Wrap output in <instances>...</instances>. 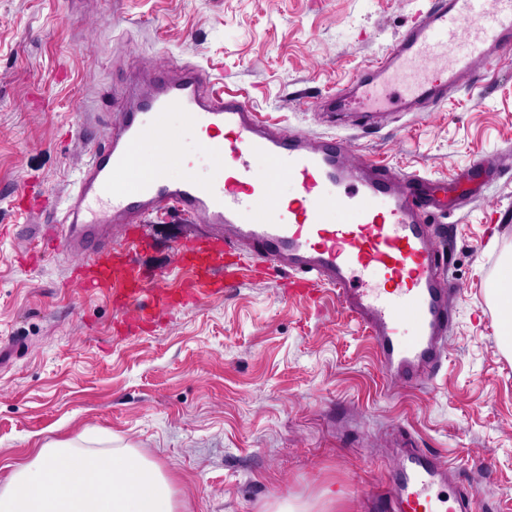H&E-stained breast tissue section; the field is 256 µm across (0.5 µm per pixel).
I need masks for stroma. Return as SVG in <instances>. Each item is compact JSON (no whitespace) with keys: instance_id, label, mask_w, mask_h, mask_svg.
Listing matches in <instances>:
<instances>
[{"instance_id":"stroma-1","label":"stroma","mask_w":512,"mask_h":512,"mask_svg":"<svg viewBox=\"0 0 512 512\" xmlns=\"http://www.w3.org/2000/svg\"><path fill=\"white\" fill-rule=\"evenodd\" d=\"M427 0H0V489L53 441L119 446L171 478L179 512H265L284 500L375 512L413 448L450 464L481 512H512V355L492 290L512 261V54L447 101L376 119L333 111ZM202 68L260 119L395 172L493 177L448 215L459 285L447 359L430 382L386 377L367 331L335 294L285 293L286 273L158 308L140 335L69 272L77 255L36 248L86 159L128 101L131 76ZM46 200L39 216L26 198ZM142 226L153 288L173 286L174 249L198 232Z\"/></svg>"}]
</instances>
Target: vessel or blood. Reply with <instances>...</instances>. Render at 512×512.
I'll return each instance as SVG.
<instances>
[{
    "label": "vessel or blood",
    "mask_w": 512,
    "mask_h": 512,
    "mask_svg": "<svg viewBox=\"0 0 512 512\" xmlns=\"http://www.w3.org/2000/svg\"><path fill=\"white\" fill-rule=\"evenodd\" d=\"M511 51L512 0H429L339 107L409 112L438 103L478 65ZM150 80L154 92L138 97L89 147L59 216L43 233L53 246L81 256L74 270L81 287L108 293L149 322L141 304L149 285L134 260L113 266L111 239L121 238L132 252L148 249L132 225L170 213L212 227L195 245L176 248L188 299L222 292L225 281L255 272L257 264L274 265L287 271L290 293L333 290L366 325L384 373L411 385L442 366L450 300L459 287L439 246L447 228L430 217L447 212L451 184L352 159L348 141L338 136L313 139L269 126L242 95L214 90L199 68L162 66ZM172 113L198 134L223 180L191 171L170 178V167L184 159L167 124ZM257 158L268 164L261 176L251 167ZM139 166L146 173L133 178ZM283 178L295 188L292 197L278 192ZM405 322L414 329L406 342L399 338ZM396 482L386 512H477L474 491L430 454L410 451ZM448 482L454 491L446 496L439 487Z\"/></svg>",
    "instance_id": "obj_1"
}]
</instances>
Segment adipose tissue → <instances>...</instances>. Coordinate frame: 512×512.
<instances>
[{"label": "adipose tissue", "instance_id": "obj_1", "mask_svg": "<svg viewBox=\"0 0 512 512\" xmlns=\"http://www.w3.org/2000/svg\"><path fill=\"white\" fill-rule=\"evenodd\" d=\"M153 462L115 448L90 453L79 440L53 442L18 467L0 492V512H178Z\"/></svg>", "mask_w": 512, "mask_h": 512}]
</instances>
